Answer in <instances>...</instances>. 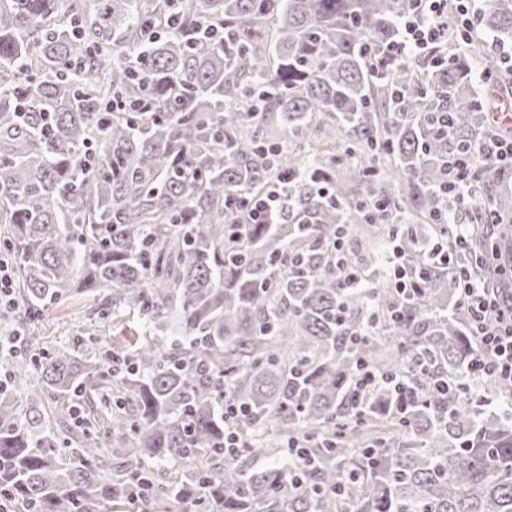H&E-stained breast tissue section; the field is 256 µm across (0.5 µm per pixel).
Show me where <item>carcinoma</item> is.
Wrapping results in <instances>:
<instances>
[{
  "mask_svg": "<svg viewBox=\"0 0 512 512\" xmlns=\"http://www.w3.org/2000/svg\"><path fill=\"white\" fill-rule=\"evenodd\" d=\"M414 11L0 0V244L17 297L0 326L26 331L0 387V494L21 512H512V412L469 390L479 345L460 297L462 271L495 265L503 238L474 226L457 246L444 191L486 136L473 69L488 51L474 40L424 72L400 57L377 74L370 49ZM209 24L219 35L187 36ZM475 26L512 37V0ZM274 119L358 163L270 143ZM275 171L287 217L244 223L226 201ZM382 205L414 223H376ZM482 205L505 219L512 193ZM352 224L394 241L406 287L344 283L337 263L378 258L336 253ZM98 293L70 346H40L43 312ZM126 315L148 335L99 347ZM367 372L382 382L361 385ZM197 458L176 480L156 468Z\"/></svg>",
  "mask_w": 512,
  "mask_h": 512,
  "instance_id": "1",
  "label": "carcinoma"
}]
</instances>
